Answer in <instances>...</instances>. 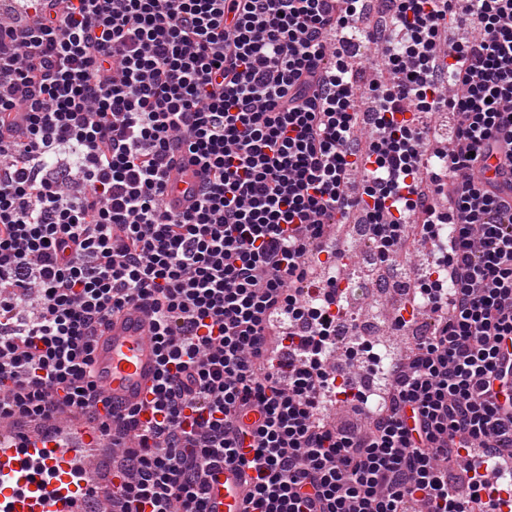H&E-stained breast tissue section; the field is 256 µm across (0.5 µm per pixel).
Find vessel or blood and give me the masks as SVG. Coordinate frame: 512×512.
I'll list each match as a JSON object with an SVG mask.
<instances>
[{
	"label": "vessel or blood",
	"instance_id": "1",
	"mask_svg": "<svg viewBox=\"0 0 512 512\" xmlns=\"http://www.w3.org/2000/svg\"><path fill=\"white\" fill-rule=\"evenodd\" d=\"M167 202L172 210H190L200 181L185 155L167 169ZM158 371L153 327L137 304L112 316L94 351V376L115 410L136 408L150 398ZM100 444L98 431L80 435L79 447L57 440L52 431L31 433L0 425V512H87L97 495L81 456ZM246 488L234 466H225L210 482L209 512H244Z\"/></svg>",
	"mask_w": 512,
	"mask_h": 512
}]
</instances>
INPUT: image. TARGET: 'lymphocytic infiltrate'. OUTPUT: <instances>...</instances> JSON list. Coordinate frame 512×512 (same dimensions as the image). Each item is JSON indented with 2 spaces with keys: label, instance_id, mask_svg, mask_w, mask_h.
<instances>
[{
  "label": "lymphocytic infiltrate",
  "instance_id": "1",
  "mask_svg": "<svg viewBox=\"0 0 512 512\" xmlns=\"http://www.w3.org/2000/svg\"><path fill=\"white\" fill-rule=\"evenodd\" d=\"M15 2L0 22V421H98L120 450L112 512H207L228 463L247 473L246 512H512V0H381L363 27L360 0ZM355 27L390 72L364 150ZM179 151L201 176L184 213L165 200ZM358 211L382 261L412 217L433 247L408 306L434 328L376 400L330 366L347 289L296 293L336 261L320 246L333 215ZM138 303L156 383L107 423L95 345ZM341 397L368 431L325 422Z\"/></svg>",
  "mask_w": 512,
  "mask_h": 512
}]
</instances>
